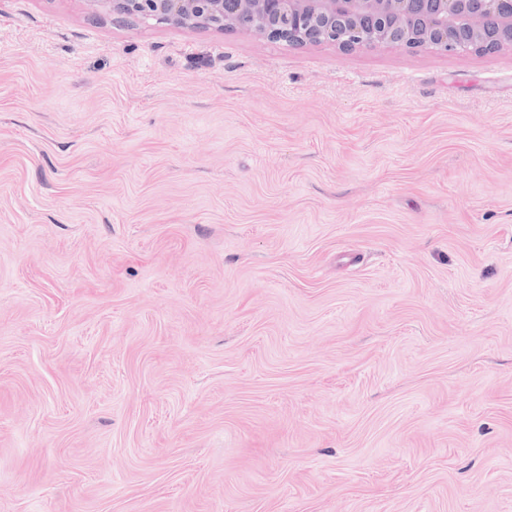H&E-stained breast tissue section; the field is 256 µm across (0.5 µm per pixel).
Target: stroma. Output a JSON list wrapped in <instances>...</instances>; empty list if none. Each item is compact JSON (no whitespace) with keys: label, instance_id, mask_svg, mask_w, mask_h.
Wrapping results in <instances>:
<instances>
[{"label":"stroma","instance_id":"obj_1","mask_svg":"<svg viewBox=\"0 0 512 512\" xmlns=\"http://www.w3.org/2000/svg\"><path fill=\"white\" fill-rule=\"evenodd\" d=\"M0 512H512V49L0 0Z\"/></svg>","mask_w":512,"mask_h":512}]
</instances>
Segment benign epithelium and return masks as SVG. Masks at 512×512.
Masks as SVG:
<instances>
[{"label":"benign epithelium","instance_id":"benign-epithelium-1","mask_svg":"<svg viewBox=\"0 0 512 512\" xmlns=\"http://www.w3.org/2000/svg\"><path fill=\"white\" fill-rule=\"evenodd\" d=\"M136 25L254 33L293 48L392 45L411 52L491 54L512 48V0H87Z\"/></svg>","mask_w":512,"mask_h":512}]
</instances>
